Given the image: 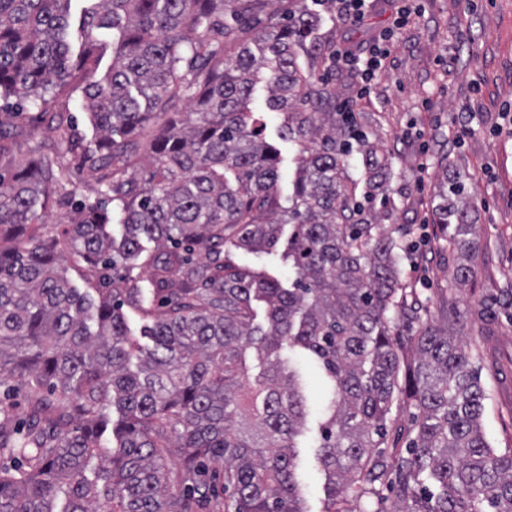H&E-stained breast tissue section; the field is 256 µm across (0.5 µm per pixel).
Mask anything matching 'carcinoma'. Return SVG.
<instances>
[{"label":"carcinoma","mask_w":512,"mask_h":512,"mask_svg":"<svg viewBox=\"0 0 512 512\" xmlns=\"http://www.w3.org/2000/svg\"><path fill=\"white\" fill-rule=\"evenodd\" d=\"M71 2L0 0V101L17 102L0 116V386L28 395L21 413L0 398V512H199L210 503L196 481L204 458L224 464L213 478L233 512H305L295 438L306 402L290 349L318 361L334 388L319 426L324 512H347L349 494H375L378 482L400 512H512V454L485 439L486 396L454 307L445 298L444 325L400 333L421 323L423 306L400 281L389 214L366 217L346 174L355 149L366 193L383 195L389 164L353 121L323 109L332 93L298 64L299 48L316 61L332 52L315 36L317 16L302 11L259 35L267 108L286 114L283 136L299 147L285 209L278 150L250 109L255 58L225 20L259 24L273 0H85L73 64ZM78 90L92 139L60 118L53 138L21 149L29 110L60 112ZM181 103L185 123L168 117ZM141 144L153 157L142 179ZM67 153L98 175L102 199L40 237L48 202L75 193ZM467 195L464 183H443L434 221L472 261ZM287 224L291 284L231 259L230 245L273 252ZM64 247L95 270L97 297L70 285ZM474 274L457 265L450 288ZM126 306L153 320L142 329L152 346L132 337ZM249 348L266 357L254 377ZM396 402L416 410L406 455L380 450ZM173 455L181 469L169 475Z\"/></svg>","instance_id":"1"}]
</instances>
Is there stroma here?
<instances>
[{"label":"stroma","mask_w":512,"mask_h":512,"mask_svg":"<svg viewBox=\"0 0 512 512\" xmlns=\"http://www.w3.org/2000/svg\"><path fill=\"white\" fill-rule=\"evenodd\" d=\"M413 20L396 30L391 54L366 93H359L354 71L328 63L316 67L327 76L337 103L348 104L360 128L375 141L391 165L386 200L356 194L365 213L390 209L386 229L408 224L412 232L399 255L401 277L441 321V302L452 295L458 330L485 389L483 428L495 454L512 453V390L502 391L492 359L512 358V312L504 310V289L512 287V0H404ZM312 11L319 35L330 43L357 45L372 31L390 27L389 0H366L365 21L352 25L336 14L332 0H281L279 15ZM265 72H258L254 108L264 113V135L280 155L278 187L282 206L292 204L298 148L280 136L283 115L266 109ZM472 131L453 141L459 122ZM461 180L470 187L469 209L479 250L475 276L449 290L456 262L442 248L434 209L437 185ZM289 365L300 375L307 400L306 423L297 438L301 497L306 512H324L327 491L318 460L319 426L333 389L328 379L312 383L315 363L291 351Z\"/></svg>","instance_id":"35a3bbf8"}]
</instances>
